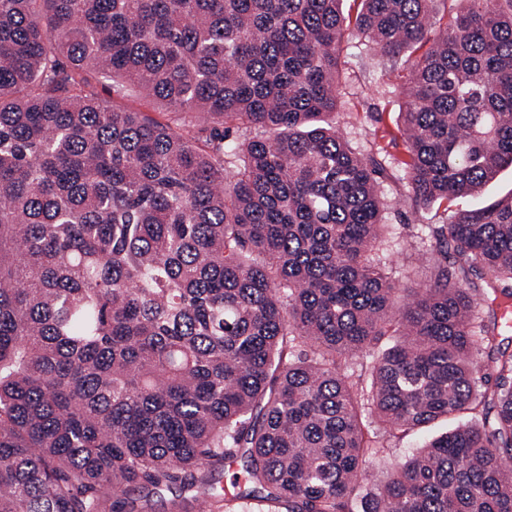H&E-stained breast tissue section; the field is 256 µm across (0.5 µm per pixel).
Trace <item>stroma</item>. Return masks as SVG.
<instances>
[{"label": "stroma", "instance_id": "stroma-1", "mask_svg": "<svg viewBox=\"0 0 512 512\" xmlns=\"http://www.w3.org/2000/svg\"><path fill=\"white\" fill-rule=\"evenodd\" d=\"M400 85L401 78L391 69L387 58L354 40L343 41L337 110L329 120L353 147L366 153L375 145L386 149L385 154L378 157L385 170L383 222L387 226L381 249L393 282L401 288L412 282H425L426 272L420 259L428 249V227L446 223L448 214L435 206L414 210L409 200V187L396 167L397 158L406 150L400 118L403 104ZM95 90L113 107L143 112L161 122L168 118L165 107L156 99L131 89L114 92L109 79H100ZM448 427V422L439 420L394 439L389 452L369 458L366 464L368 483H379Z\"/></svg>", "mask_w": 512, "mask_h": 512}]
</instances>
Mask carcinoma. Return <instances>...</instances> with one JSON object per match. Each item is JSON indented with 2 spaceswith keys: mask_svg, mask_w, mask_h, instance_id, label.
Returning a JSON list of instances; mask_svg holds the SVG:
<instances>
[{
  "mask_svg": "<svg viewBox=\"0 0 512 512\" xmlns=\"http://www.w3.org/2000/svg\"><path fill=\"white\" fill-rule=\"evenodd\" d=\"M343 2L0 0V512H512V351L476 313L512 300V199L429 225L398 288L383 167L327 120L348 31L406 64L413 208L474 195L512 166V0L433 40L437 0ZM95 90L102 100L115 108L132 112H145L161 122L168 119V112L159 101L131 89L116 93L113 91L112 81L109 79L101 78L95 84ZM452 422L436 421L429 426L391 441V451L369 458L366 464L369 486L379 483L388 473L421 448L433 436L446 431Z\"/></svg>",
  "mask_w": 512,
  "mask_h": 512,
  "instance_id": "cac0c4a2",
  "label": "carcinoma"
}]
</instances>
